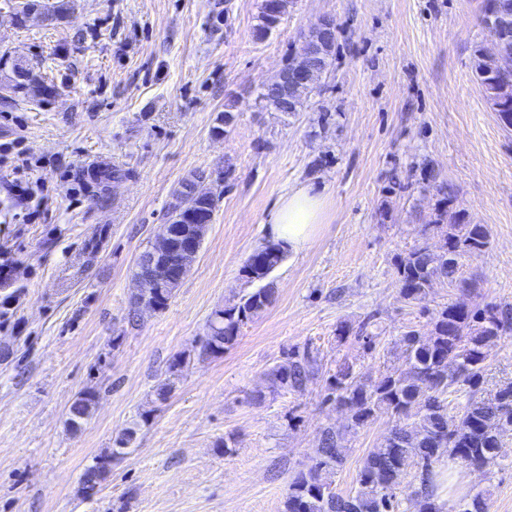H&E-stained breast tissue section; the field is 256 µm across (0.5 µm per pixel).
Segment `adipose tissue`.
<instances>
[{
  "mask_svg": "<svg viewBox=\"0 0 512 512\" xmlns=\"http://www.w3.org/2000/svg\"><path fill=\"white\" fill-rule=\"evenodd\" d=\"M327 211L324 193L311 186L299 187L290 192L271 215L272 237L289 250H307L315 241L319 225L326 222Z\"/></svg>",
  "mask_w": 512,
  "mask_h": 512,
  "instance_id": "obj_1",
  "label": "adipose tissue"
}]
</instances>
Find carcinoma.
I'll return each instance as SVG.
<instances>
[{"label":"carcinoma","instance_id":"carcinoma-1","mask_svg":"<svg viewBox=\"0 0 512 512\" xmlns=\"http://www.w3.org/2000/svg\"><path fill=\"white\" fill-rule=\"evenodd\" d=\"M70 0H22L16 7V18L24 21L32 13H43L52 20L64 18ZM289 0H261L256 37L265 38L286 13ZM506 13V27L497 32L499 53L512 57V0H485L482 14ZM338 29L325 32L312 29L303 35L300 50L287 57L291 65H308V49H318L317 68L328 69L338 48ZM473 71L480 83L490 109L496 112L505 127H512V69L505 70L496 56L476 47ZM45 85L39 76L20 63L12 65V77L0 83L1 94L32 91L42 94ZM319 79L313 84L282 93L278 80L262 86L258 98L263 108L292 114L305 107L312 95L321 93ZM428 181L432 182L439 199L433 212L425 219L423 234L439 236L435 243L423 241L405 255L394 258L400 284V297L410 303H422L428 291L438 281H456L459 260L483 251L489 244L490 233L484 224L466 221L453 209L454 189L441 179L430 164H425ZM224 178L209 179L204 172L184 178L173 192L169 206L170 221L190 226L194 236L204 238L206 228L179 210V198L192 194L197 210L213 218L224 194ZM287 250L274 240H267L246 259L242 273L261 286L241 297L230 308L215 309L207 322V331L198 340L199 356L219 357L233 346L240 328L275 300L269 275L285 260ZM12 262L0 264V287L11 292L0 300V326L16 324V313L24 289L12 287ZM180 281L168 280L163 288H155L148 300L156 310H164ZM512 334V306L487 302L462 309L449 302L432 313L431 331L423 336L410 329L403 334L406 363L388 371L378 381L368 383L354 372L347 361L336 367L325 384L324 401L334 402L348 415L346 431H356L380 414L393 418V426L380 446L370 451L359 469V489L343 495L332 487L330 475L344 460L345 434L332 428L322 431L318 456L305 470L298 471L289 483L284 512H399L395 488L404 471L411 465L420 466L421 487L416 492L419 512H443L435 503L433 475L443 459L457 460L467 467L487 468L501 457L507 437L512 436V381L501 384L486 396L468 402L458 412L448 414V390L466 386L474 395L482 391L489 350L505 336ZM186 366V357L173 356L168 365L167 382L157 389L160 400L167 399L175 380ZM319 371V359L310 346L288 349L285 360L272 369V387L292 393H302L309 380ZM99 392L95 387L80 391L67 410L66 424L76 433L91 417ZM417 420L410 421L411 416ZM136 430L128 429L113 442V447L96 456L80 480L79 492L84 497L96 493L112 472V461L123 455L133 443ZM459 510L448 512H488L483 493L469 494L460 500Z\"/></svg>","mask_w":512,"mask_h":512}]
</instances>
